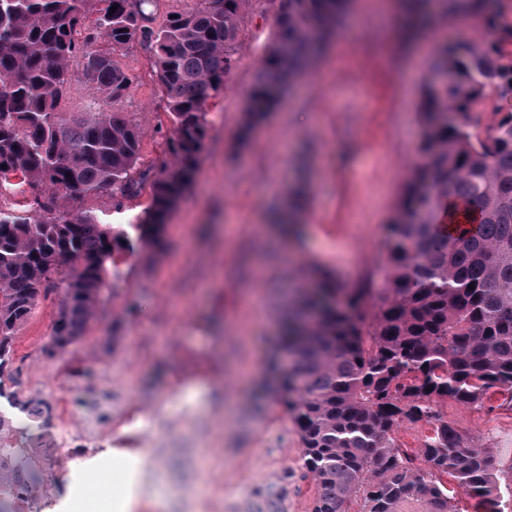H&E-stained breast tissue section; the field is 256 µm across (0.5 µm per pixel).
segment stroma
<instances>
[{
    "mask_svg": "<svg viewBox=\"0 0 512 512\" xmlns=\"http://www.w3.org/2000/svg\"><path fill=\"white\" fill-rule=\"evenodd\" d=\"M373 0H353L339 34L264 120L238 133L273 34L276 0H246L232 67L209 116L196 175L157 243L118 264L121 279L86 335L53 349L54 291L13 340L23 397L47 404L38 447L45 491L28 512H86L98 490L137 494L134 512H257L285 488V512H311L296 428L261 397L282 304L316 264L342 287L384 283V240L417 161L419 113L435 44L414 47ZM133 84L116 109L142 130L138 171L156 172L171 133L154 59L117 54ZM151 187L85 206L130 230ZM445 420L512 459V410L448 402ZM164 509H157L156 499Z\"/></svg>",
    "mask_w": 512,
    "mask_h": 512,
    "instance_id": "35a3bbf8",
    "label": "stroma"
}]
</instances>
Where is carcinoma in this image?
Here are the masks:
<instances>
[{
  "instance_id": "carcinoma-1",
  "label": "carcinoma",
  "mask_w": 512,
  "mask_h": 512,
  "mask_svg": "<svg viewBox=\"0 0 512 512\" xmlns=\"http://www.w3.org/2000/svg\"><path fill=\"white\" fill-rule=\"evenodd\" d=\"M149 2L0 0V186L14 177L44 192L34 216L0 205V398L43 425L51 409L3 383L15 333L40 298L60 288L52 341L64 348L82 339L115 287L118 260L132 242L161 236L197 171L245 0H195L156 29ZM481 2L494 38L447 48L426 84L419 162L388 226L384 286L364 277L342 288L314 267L300 296L306 312L288 314L271 353L278 401L316 487L312 512H345L352 497L362 512H398L415 498L431 512H455L442 481L448 475L477 512H512L500 495L501 485L512 487V460L475 446L441 415L449 400L480 410L494 394L512 408V26L492 0ZM348 6L280 0L249 97L253 118L273 110ZM100 40L110 51L95 49ZM133 44L153 51L172 124L169 160L151 183L134 241L83 206L103 189L116 198L139 186L142 133L114 111L133 76L112 54ZM78 56L98 97L75 118L59 104ZM490 97L495 123L483 130L472 116ZM447 201L458 203L466 233L441 222ZM422 421L433 434L418 449V468L395 433ZM42 483L32 449L0 447V512L36 499Z\"/></svg>"
}]
</instances>
